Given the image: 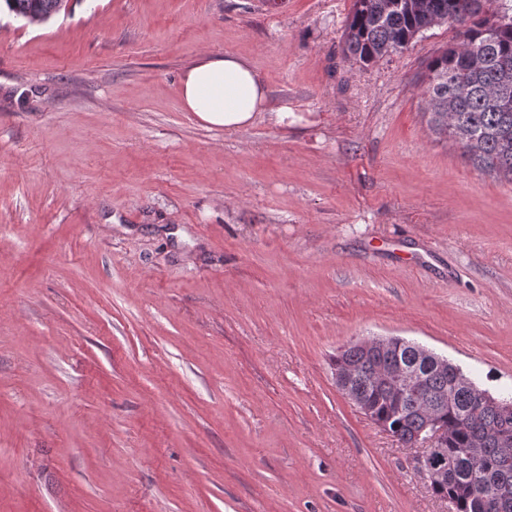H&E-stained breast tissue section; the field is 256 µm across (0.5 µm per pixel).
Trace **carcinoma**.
Returning <instances> with one entry per match:
<instances>
[{"label": "carcinoma", "instance_id": "carcinoma-1", "mask_svg": "<svg viewBox=\"0 0 512 512\" xmlns=\"http://www.w3.org/2000/svg\"><path fill=\"white\" fill-rule=\"evenodd\" d=\"M352 0L342 41L343 54L368 66L406 49L435 25L459 28L453 43L427 65L431 128L453 139L472 166L512 180V14L499 0ZM9 10L29 22H45L62 10L61 0H7ZM417 364L425 391L406 395L394 408L396 381L379 375ZM334 364L352 369L350 391L369 403L372 414L388 422L404 443L424 416L446 429L445 452L453 461L448 479L433 493L448 499L455 512H512V448L497 436L512 432V417L486 405L477 386H451V376L417 359L412 348L394 345L370 352L352 343Z\"/></svg>", "mask_w": 512, "mask_h": 512}]
</instances>
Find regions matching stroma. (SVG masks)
I'll return each instance as SVG.
<instances>
[{
    "mask_svg": "<svg viewBox=\"0 0 512 512\" xmlns=\"http://www.w3.org/2000/svg\"><path fill=\"white\" fill-rule=\"evenodd\" d=\"M351 5L0 18V512H448L333 359L397 336L512 391V180L427 122L457 28L364 66ZM203 53L287 124L203 126Z\"/></svg>",
    "mask_w": 512,
    "mask_h": 512,
    "instance_id": "1",
    "label": "stroma"
}]
</instances>
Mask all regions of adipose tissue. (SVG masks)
<instances>
[{
    "label": "adipose tissue",
    "instance_id": "obj_1",
    "mask_svg": "<svg viewBox=\"0 0 512 512\" xmlns=\"http://www.w3.org/2000/svg\"><path fill=\"white\" fill-rule=\"evenodd\" d=\"M183 107L208 127L235 132L265 117L286 124L287 105H272L259 73L244 59L202 54L180 78Z\"/></svg>",
    "mask_w": 512,
    "mask_h": 512
}]
</instances>
